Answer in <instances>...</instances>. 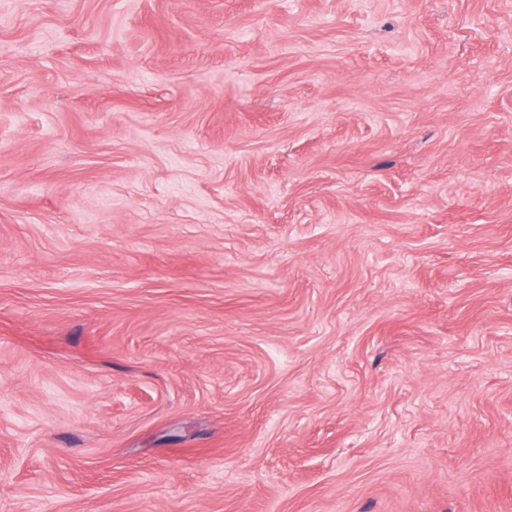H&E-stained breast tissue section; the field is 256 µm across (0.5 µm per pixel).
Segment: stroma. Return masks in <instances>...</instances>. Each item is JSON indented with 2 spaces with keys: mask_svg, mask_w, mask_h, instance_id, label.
Instances as JSON below:
<instances>
[{
  "mask_svg": "<svg viewBox=\"0 0 512 512\" xmlns=\"http://www.w3.org/2000/svg\"><path fill=\"white\" fill-rule=\"evenodd\" d=\"M0 512H512V0H0Z\"/></svg>",
  "mask_w": 512,
  "mask_h": 512,
  "instance_id": "obj_1",
  "label": "stroma"
}]
</instances>
